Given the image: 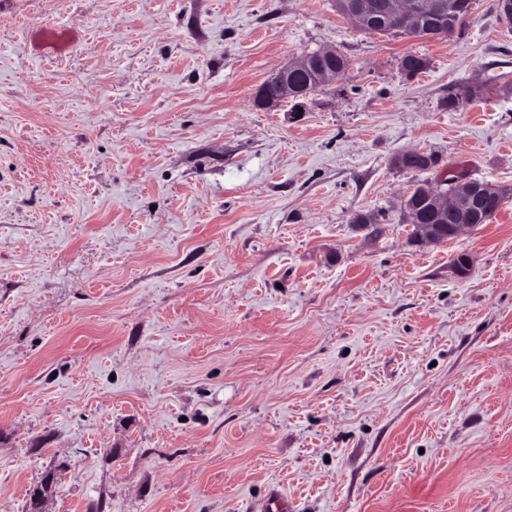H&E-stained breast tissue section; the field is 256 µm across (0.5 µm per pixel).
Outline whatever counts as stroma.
Segmentation results:
<instances>
[{"label": "stroma", "mask_w": 512, "mask_h": 512, "mask_svg": "<svg viewBox=\"0 0 512 512\" xmlns=\"http://www.w3.org/2000/svg\"><path fill=\"white\" fill-rule=\"evenodd\" d=\"M496 5L421 39L335 0H0V512L50 470L47 512H512V197L441 244L403 218L512 188ZM319 49L342 79L255 107ZM73 29H61L52 26H43L37 29L36 37L38 47L48 49L57 55H63L73 41ZM484 193L473 196L467 200L455 197H448L444 192L432 188V186H421L419 193L416 197L417 202H422V205H429L437 215L438 224H431V217L424 215L423 223L419 224L417 210L414 209V203L409 202L412 195L410 193L405 202V214L407 216V223L415 228V233L412 231L411 237L421 245L434 244L437 242L448 229L455 237L459 236L470 224H447L448 223V210L458 214L459 218L467 214L469 216L471 209H478L483 201V196L487 194L489 189L484 186Z\"/></svg>", "instance_id": "stroma-1"}]
</instances>
